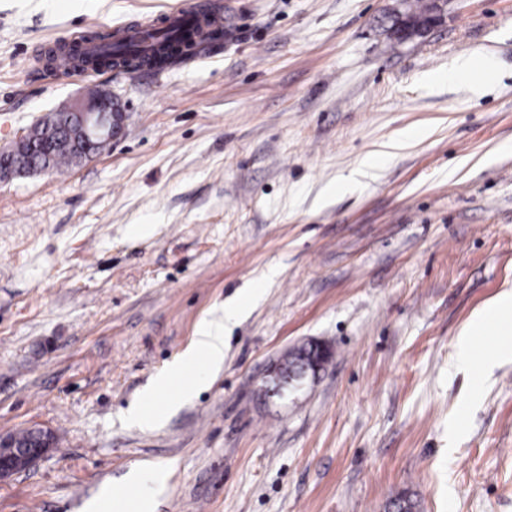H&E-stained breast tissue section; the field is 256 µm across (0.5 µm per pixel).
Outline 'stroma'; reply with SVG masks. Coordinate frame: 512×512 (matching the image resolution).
Here are the masks:
<instances>
[{"label":"stroma","instance_id":"1","mask_svg":"<svg viewBox=\"0 0 512 512\" xmlns=\"http://www.w3.org/2000/svg\"><path fill=\"white\" fill-rule=\"evenodd\" d=\"M204 2L230 37L164 69L45 65ZM412 3L0 0V150L92 85L127 115L90 159L0 184V433L57 438L0 512H83L142 467L154 512H512V360L454 355L512 290V0H447L401 41ZM242 299L221 370L131 424ZM310 340L325 369L265 396ZM512 316V290L502 292L498 297L489 302L478 313L476 318L464 328L455 341V354L459 362L470 364L474 353V336L476 332L488 325H493L503 319H511ZM224 365V318L203 320L197 329L193 343L177 357L155 381L151 396L142 406L130 410V420L142 428H151L162 417L156 409L147 404L153 400L156 392H163L177 379L192 369L219 370Z\"/></svg>","mask_w":512,"mask_h":512}]
</instances>
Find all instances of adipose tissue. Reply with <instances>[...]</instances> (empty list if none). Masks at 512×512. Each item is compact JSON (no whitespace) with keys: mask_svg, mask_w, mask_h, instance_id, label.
Returning <instances> with one entry per match:
<instances>
[{"mask_svg":"<svg viewBox=\"0 0 512 512\" xmlns=\"http://www.w3.org/2000/svg\"><path fill=\"white\" fill-rule=\"evenodd\" d=\"M512 317V290L502 292L478 313L464 328L455 341V354L459 362L471 363L474 357V336L488 325ZM224 364V321L223 319L203 320L193 343L177 357L155 381V391L162 392L190 370L204 368L220 369Z\"/></svg>","mask_w":512,"mask_h":512,"instance_id":"obj_1","label":"adipose tissue"}]
</instances>
